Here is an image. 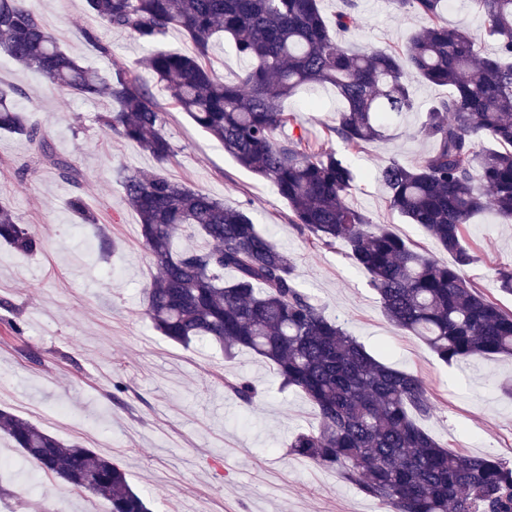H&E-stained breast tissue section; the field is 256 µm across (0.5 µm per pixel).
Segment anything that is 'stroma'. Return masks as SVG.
I'll use <instances>...</instances> for the list:
<instances>
[{
    "instance_id": "35a3bbf8",
    "label": "stroma",
    "mask_w": 512,
    "mask_h": 512,
    "mask_svg": "<svg viewBox=\"0 0 512 512\" xmlns=\"http://www.w3.org/2000/svg\"><path fill=\"white\" fill-rule=\"evenodd\" d=\"M46 30L82 65L103 78L132 67L148 47L109 27L85 0H28ZM359 48L406 43L421 16L397 12L389 0H360ZM91 39H84L83 31ZM0 87L24 93L55 151L85 178L83 197L96 224L68 206L73 192L39 163L25 136L0 134V203L19 223L40 232L41 249L24 256L0 245V409L119 463L153 512H380L377 500L335 470L289 455L295 433L318 426L315 407L298 391L281 389L272 367L242 351L226 359L220 346H183L157 332L144 314V289L157 273L138 215L124 202L119 170H156L137 144L104 133L97 117L107 98L60 95L33 71L0 65ZM418 111L398 119L385 139L352 155L357 173L348 202L437 261L450 257L422 227L388 204L378 170L391 160L416 162L431 143L417 135L426 109L449 89L413 83ZM320 107L310 112L308 100ZM342 101L317 86L284 103L316 139ZM165 131L175 148L167 174L226 207L248 206L259 228L288 251L300 287L365 347L397 369L419 375L435 404L420 426L448 449L512 463V365L493 360L446 364L419 338L387 319L369 275L345 246L315 248L288 221V204L272 184L239 166L223 146L177 109ZM477 260L466 276L512 310L500 291L499 268L512 266V221L488 210L465 229ZM20 332L10 330V323ZM228 375L248 377L258 396L243 405L224 387ZM0 512H110L109 503L34 467L0 478Z\"/></svg>"
}]
</instances>
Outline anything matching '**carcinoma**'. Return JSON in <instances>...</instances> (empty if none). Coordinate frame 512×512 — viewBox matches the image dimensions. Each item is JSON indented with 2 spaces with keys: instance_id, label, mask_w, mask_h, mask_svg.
I'll use <instances>...</instances> for the list:
<instances>
[{
  "instance_id": "cac0c4a2",
  "label": "carcinoma",
  "mask_w": 512,
  "mask_h": 512,
  "mask_svg": "<svg viewBox=\"0 0 512 512\" xmlns=\"http://www.w3.org/2000/svg\"><path fill=\"white\" fill-rule=\"evenodd\" d=\"M389 2L429 25L400 50L355 52L345 41L359 30V0H342L332 27L321 0H86L106 23L145 45L158 44L173 27L193 45L188 54L153 51L105 80L64 50L27 0H0V51L67 96L111 99L112 111L98 123L158 162L149 176L127 173L120 180L158 268L145 288V315L173 342L211 341L229 359L248 350L273 366L283 387L301 392L317 409L319 426L297 433L289 453L336 468L390 512H512V466L451 451L421 429L413 415L435 410L423 380L384 362L326 316L299 288L288 252L246 211L227 208L165 171L175 149L156 87L241 167L275 187L288 202L289 221L313 246H346L397 328L420 338L444 363L512 361V312L465 276L476 256L463 238L464 225L487 208L512 219V0H472L496 43L492 54L466 28L440 23L454 0ZM221 32L251 62L238 82L222 81L211 66L213 38ZM416 79L451 89L418 128L433 148L414 164L389 163L380 178L390 209L422 226L452 256L448 265L351 207L354 171L329 146L335 138L360 153L383 138L388 123L417 108ZM327 84L343 103L327 140L313 142L302 128L282 134L296 123L282 102ZM16 96L24 92L0 89V131L37 142L41 161L74 188L71 209L94 223L82 173L54 151ZM486 135L490 146L482 142ZM186 234L206 245L175 250V240ZM0 242L23 255L42 246L3 204ZM226 270L236 274L231 283L224 282ZM224 386L246 405L257 396L245 378H226ZM0 430L41 470L72 487L82 480V490L108 501L110 512H151L111 459L5 410Z\"/></svg>"
}]
</instances>
